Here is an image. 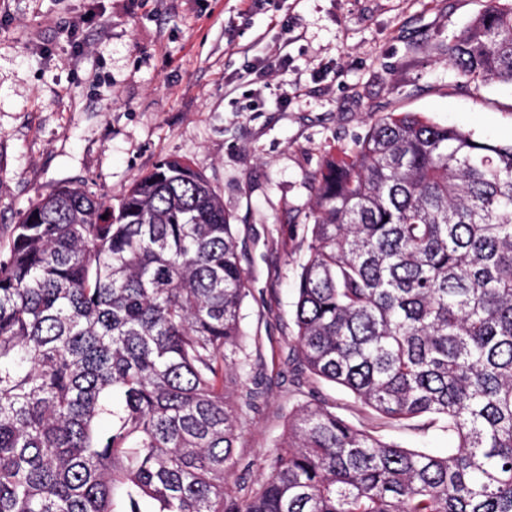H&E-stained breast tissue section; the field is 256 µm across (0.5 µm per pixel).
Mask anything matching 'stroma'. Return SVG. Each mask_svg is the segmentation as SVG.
Instances as JSON below:
<instances>
[{
	"label": "stroma",
	"instance_id": "obj_1",
	"mask_svg": "<svg viewBox=\"0 0 512 512\" xmlns=\"http://www.w3.org/2000/svg\"><path fill=\"white\" fill-rule=\"evenodd\" d=\"M489 0H0V241L38 196L116 197L176 156L220 190L246 244L242 328L266 402L237 442L273 448L304 395L407 448L448 438L376 428L344 388L290 384L309 257L311 177L382 115L413 112L512 142V85L474 98L444 53Z\"/></svg>",
	"mask_w": 512,
	"mask_h": 512
}]
</instances>
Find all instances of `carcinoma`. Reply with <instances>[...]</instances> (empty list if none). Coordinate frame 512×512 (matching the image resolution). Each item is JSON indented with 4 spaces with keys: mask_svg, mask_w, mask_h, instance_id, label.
<instances>
[{
    "mask_svg": "<svg viewBox=\"0 0 512 512\" xmlns=\"http://www.w3.org/2000/svg\"><path fill=\"white\" fill-rule=\"evenodd\" d=\"M448 64L477 99L512 84V3ZM313 190L289 355L448 453L316 400L252 478L244 242L169 157L114 200L56 187L0 244V512H512V143L387 113Z\"/></svg>",
    "mask_w": 512,
    "mask_h": 512,
    "instance_id": "carcinoma-1",
    "label": "carcinoma"
}]
</instances>
